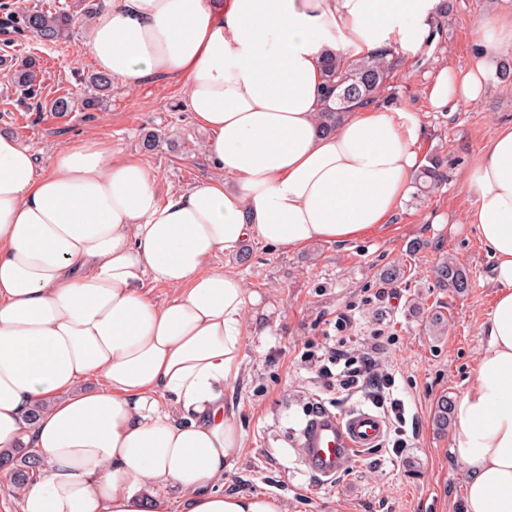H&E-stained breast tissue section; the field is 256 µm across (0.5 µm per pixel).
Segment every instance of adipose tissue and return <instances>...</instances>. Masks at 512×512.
I'll list each match as a JSON object with an SVG mask.
<instances>
[{"mask_svg": "<svg viewBox=\"0 0 512 512\" xmlns=\"http://www.w3.org/2000/svg\"><path fill=\"white\" fill-rule=\"evenodd\" d=\"M432 0H112L89 23L97 70L134 89L179 84L209 134L207 183L160 194L133 156L102 139L58 150L49 169L0 133V451L37 449L20 512H288L225 491L242 454L237 407L246 330L269 310L220 252L260 240L288 251L387 226L418 169L417 135L371 106L318 128L323 49L383 41L388 22L426 34ZM512 43L492 21L464 69L443 68L434 108L483 96ZM469 215L495 260L487 346L453 405L451 453L465 512H512V126L468 173ZM170 288L153 301L146 281Z\"/></svg>", "mask_w": 512, "mask_h": 512, "instance_id": "1", "label": "adipose tissue"}]
</instances>
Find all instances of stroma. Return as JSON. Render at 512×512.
Returning <instances> with one entry per match:
<instances>
[{"label":"stroma","mask_w":512,"mask_h":512,"mask_svg":"<svg viewBox=\"0 0 512 512\" xmlns=\"http://www.w3.org/2000/svg\"><path fill=\"white\" fill-rule=\"evenodd\" d=\"M440 28L422 42L406 40L407 21L394 23L387 40L400 63L386 91V111L401 113L402 128L416 127L419 162L437 155L445 177L431 192L410 188L388 226L355 242L315 241L287 251L260 241L250 256L217 254L212 264L233 269L249 290L271 305L263 334L245 338L243 374L232 398L246 440L242 456L224 473V487L282 500L288 512H464L465 473L449 448L452 430L435 423L441 399L456 400L470 383L486 347L481 327L494 300L493 260L467 219L477 193L467 174L484 153L495 130L512 124V77L501 78L503 49L490 64L486 92L465 106L433 109L430 86L442 67H466L490 19L512 12V0H449ZM88 30L75 25L71 37L41 45L21 31L0 34V132L18 136L41 167L71 142L107 140L113 152L137 157L156 179L160 192L202 184L214 172L202 152L207 133L186 107L181 87L152 78L130 90L113 84L100 109L59 116L49 109L59 91L74 98L96 70L86 50ZM35 58L42 71L39 105L19 111V88L11 82L22 61ZM159 134L158 147L145 151L146 133ZM442 225H434V217ZM449 258L463 268L473 286L463 293L440 286L434 265ZM403 275L386 280L385 269ZM386 289L375 299L377 289ZM350 312L347 349L366 350L373 330L389 338L381 358L393 374L392 397L405 403L403 447L385 442L336 480L309 473L292 446L315 403L344 411L375 407L373 387L340 403L319 398L320 381L300 361L305 341L323 342L335 333L337 314ZM447 321L435 333L434 316Z\"/></svg>","instance_id":"stroma-1"}]
</instances>
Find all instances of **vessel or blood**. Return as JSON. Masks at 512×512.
Listing matches in <instances>:
<instances>
[{"label":"vessel or blood","instance_id":"obj_1","mask_svg":"<svg viewBox=\"0 0 512 512\" xmlns=\"http://www.w3.org/2000/svg\"><path fill=\"white\" fill-rule=\"evenodd\" d=\"M387 422L376 410L358 407L345 413L322 409L304 428L297 450L312 474L330 479L353 467L364 453L381 447Z\"/></svg>","mask_w":512,"mask_h":512}]
</instances>
